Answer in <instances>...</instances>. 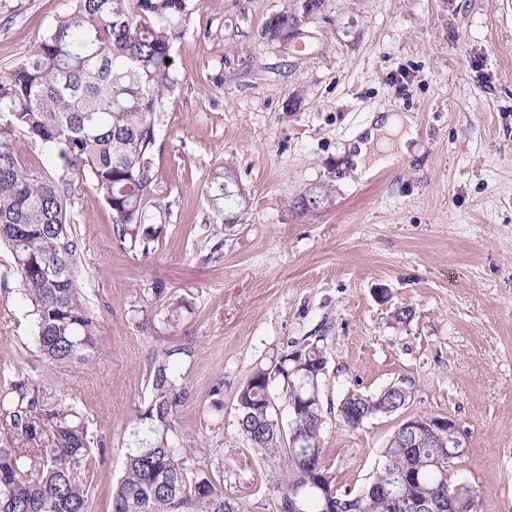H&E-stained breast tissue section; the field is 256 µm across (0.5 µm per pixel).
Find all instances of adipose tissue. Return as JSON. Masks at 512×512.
Masks as SVG:
<instances>
[{"mask_svg": "<svg viewBox=\"0 0 512 512\" xmlns=\"http://www.w3.org/2000/svg\"><path fill=\"white\" fill-rule=\"evenodd\" d=\"M417 138V125L412 116L390 115L380 118L369 129L367 137L356 141L352 148L351 161L356 176L366 179L376 168L384 164V152L397 151L405 154L411 141Z\"/></svg>", "mask_w": 512, "mask_h": 512, "instance_id": "adipose-tissue-1", "label": "adipose tissue"}]
</instances>
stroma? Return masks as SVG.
<instances>
[{"mask_svg":"<svg viewBox=\"0 0 512 512\" xmlns=\"http://www.w3.org/2000/svg\"><path fill=\"white\" fill-rule=\"evenodd\" d=\"M303 3L191 0L171 53L178 82L154 114L149 248L121 239L92 181L72 178L67 233L101 344L89 366L42 356L0 244V388L25 376L107 448L86 473L88 512H113L166 356L190 392L173 440L240 512H280L285 460L239 435L236 394L257 364L316 341L336 487L363 488L405 420L446 416L467 447L450 478L476 490L479 512H512V0H324L308 15ZM70 7L0 0V78ZM282 13L304 16L300 40L265 35ZM380 113L413 116L418 137L362 181L349 147ZM11 143L27 174L59 179L46 145L20 132ZM226 169L240 204L220 211L209 191ZM398 382L412 395L395 414L351 429L331 411L347 391Z\"/></svg>","mask_w":512,"mask_h":512,"instance_id":"obj_1","label":"stroma"}]
</instances>
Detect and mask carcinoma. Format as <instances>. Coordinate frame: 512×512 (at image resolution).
Segmentation results:
<instances>
[{"label":"carcinoma","instance_id":"cac0c4a2","mask_svg":"<svg viewBox=\"0 0 512 512\" xmlns=\"http://www.w3.org/2000/svg\"><path fill=\"white\" fill-rule=\"evenodd\" d=\"M190 17L187 0H72L35 52L0 79V242L15 259L24 294L36 315L35 340L51 364L87 365L100 347L99 329L75 285V246L68 238L63 199L70 178H90L112 210L123 236L149 246L156 230L144 224L143 202L152 183L148 154L155 143L154 112L165 91L177 83L170 58ZM22 132L49 146L63 170L58 181H40L19 167L11 134ZM224 171L211 196L224 210L232 201ZM60 265L53 280L41 273ZM328 365L316 343L284 350L255 366L236 396L239 433L251 447L275 456L286 452L288 476L280 512H448V473L467 449L443 430L397 429L381 450L384 464L359 492L336 488L326 473L325 487L310 480L325 473L322 385ZM287 382L290 409L285 443L273 414V384ZM170 360L153 368V396L136 414L145 437L127 456L124 475L113 488L114 512H238L209 473L193 465L195 449L172 441L179 408L188 396ZM411 388L394 383L368 396L349 391L339 400L342 423L369 409L382 415L399 411ZM0 512H87L86 470L93 452L87 430L71 405L20 379L0 389ZM464 506L477 512L472 487L457 481Z\"/></svg>","mask_w":512,"mask_h":512}]
</instances>
